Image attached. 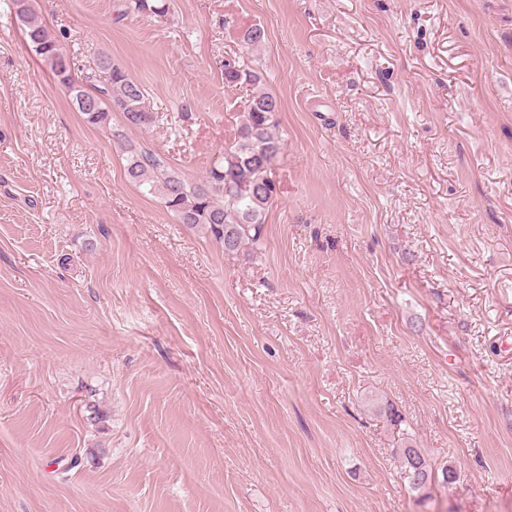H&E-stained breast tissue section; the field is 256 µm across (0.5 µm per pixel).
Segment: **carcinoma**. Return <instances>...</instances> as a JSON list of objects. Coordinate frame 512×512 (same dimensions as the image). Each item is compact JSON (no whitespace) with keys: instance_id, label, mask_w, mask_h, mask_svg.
<instances>
[{"instance_id":"carcinoma-1","label":"carcinoma","mask_w":512,"mask_h":512,"mask_svg":"<svg viewBox=\"0 0 512 512\" xmlns=\"http://www.w3.org/2000/svg\"><path fill=\"white\" fill-rule=\"evenodd\" d=\"M20 7L16 15L24 25L27 44L38 43L43 50L35 55L45 62L59 83L67 88L72 101H77L78 90L69 81L70 58L62 51L57 38L48 30L32 8V0H11ZM127 9L162 16L165 0H130ZM98 75H87L89 87L98 94L96 107L83 111L89 123L105 127L112 113L122 114L126 125L149 128L159 121V115L146 106L143 87L121 69L105 59ZM225 80L231 84L260 82V77L245 65L224 69ZM276 97L261 89L250 100L245 119L240 125L234 143L224 148L221 158L214 162L206 179L190 185L155 154L127 148V175L138 187L150 195H158L166 209L180 224L206 230L227 253H237L245 245L260 240L270 203L277 194L272 177V165L284 148L276 132ZM405 471L413 491L422 495L441 479L448 485L458 479V473L448 467L435 473L421 450L408 445L402 449Z\"/></svg>"}]
</instances>
